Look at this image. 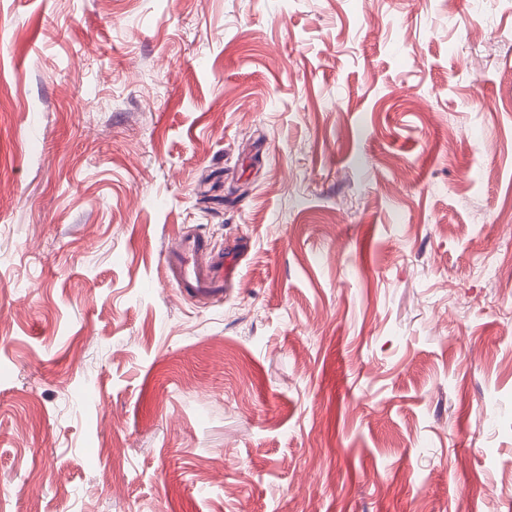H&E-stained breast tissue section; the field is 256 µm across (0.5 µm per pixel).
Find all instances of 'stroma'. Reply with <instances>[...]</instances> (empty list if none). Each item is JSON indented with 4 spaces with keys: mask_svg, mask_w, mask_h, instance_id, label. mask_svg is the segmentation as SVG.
I'll list each match as a JSON object with an SVG mask.
<instances>
[{
    "mask_svg": "<svg viewBox=\"0 0 512 512\" xmlns=\"http://www.w3.org/2000/svg\"><path fill=\"white\" fill-rule=\"evenodd\" d=\"M506 210L512 0H0V512H512ZM239 252H215L201 233L179 232L163 253L169 281L186 299L218 301L224 298V281L236 276Z\"/></svg>",
    "mask_w": 512,
    "mask_h": 512,
    "instance_id": "obj_1",
    "label": "stroma"
}]
</instances>
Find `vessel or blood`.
<instances>
[{"label": "vessel or blood", "instance_id": "obj_1", "mask_svg": "<svg viewBox=\"0 0 512 512\" xmlns=\"http://www.w3.org/2000/svg\"><path fill=\"white\" fill-rule=\"evenodd\" d=\"M239 253L214 251L205 235L178 233L163 253L169 280L178 293L196 301H218L224 297L225 281L234 279Z\"/></svg>", "mask_w": 512, "mask_h": 512}]
</instances>
